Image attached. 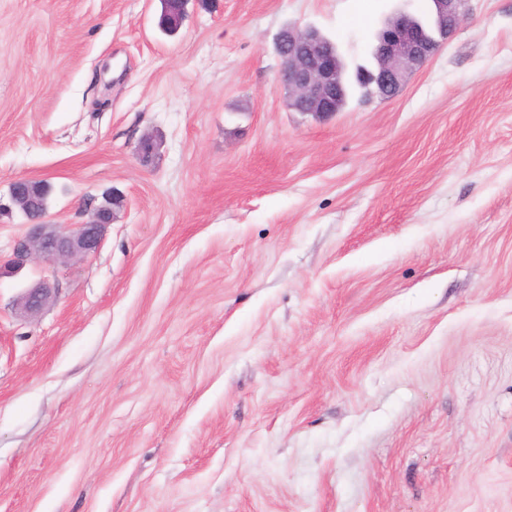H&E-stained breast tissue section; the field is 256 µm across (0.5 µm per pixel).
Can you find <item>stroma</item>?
Masks as SVG:
<instances>
[{
  "mask_svg": "<svg viewBox=\"0 0 512 512\" xmlns=\"http://www.w3.org/2000/svg\"><path fill=\"white\" fill-rule=\"evenodd\" d=\"M469 5L323 119L280 31L352 71L429 0H188L171 34L161 0H0V193L122 198L93 256L0 271V512H512V0ZM433 4L431 27L425 31L415 15L401 12L391 18L377 37L374 64L362 68L354 77L371 96L391 100L402 91L409 74L428 62L442 44L453 38L469 12L470 0H430ZM368 96L367 89L348 80L345 97L355 88ZM330 45L314 27H289L278 35L281 80L294 111L329 118L342 109L345 70L339 52ZM23 290L17 305L24 314L32 316L38 314L49 301L57 296L59 284L52 286L44 280H39Z\"/></svg>",
  "mask_w": 512,
  "mask_h": 512,
  "instance_id": "1",
  "label": "stroma"
}]
</instances>
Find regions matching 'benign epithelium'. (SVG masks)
<instances>
[{
    "label": "benign epithelium",
    "instance_id": "benign-epithelium-1",
    "mask_svg": "<svg viewBox=\"0 0 512 512\" xmlns=\"http://www.w3.org/2000/svg\"><path fill=\"white\" fill-rule=\"evenodd\" d=\"M188 0H168L167 24L178 26ZM431 27L424 30L415 15L401 12L391 18L377 37L374 64L361 69L355 78L370 95L391 100L402 91L409 74L428 62L439 47L453 38L469 12V0H431ZM282 61L281 80L288 90L289 106L297 112L323 118L336 115L343 107L345 70L339 52L331 41L314 27L288 28L276 39ZM36 181L19 179L9 188L8 197L25 219L26 231L18 236L5 261L20 271L37 259L73 260L95 254L102 244L105 229L112 224L114 207L121 197L112 194L90 209L81 224H50L46 212L30 207L31 188ZM59 292V286L39 280L24 291L20 310L35 315Z\"/></svg>",
    "mask_w": 512,
    "mask_h": 512
}]
</instances>
